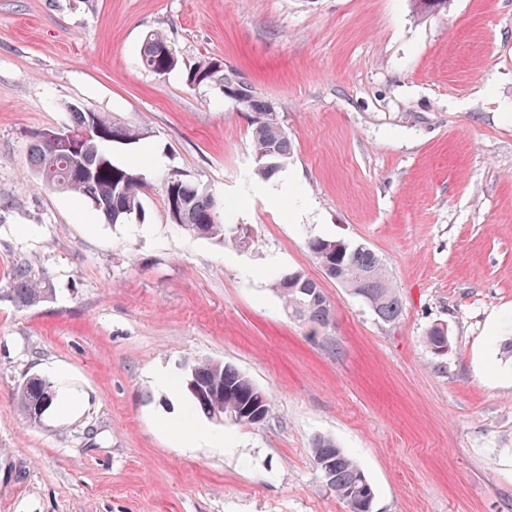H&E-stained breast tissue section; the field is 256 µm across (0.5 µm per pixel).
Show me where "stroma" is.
Returning <instances> with one entry per match:
<instances>
[{
	"mask_svg": "<svg viewBox=\"0 0 512 512\" xmlns=\"http://www.w3.org/2000/svg\"><path fill=\"white\" fill-rule=\"evenodd\" d=\"M155 32L178 56L163 75L139 62ZM207 57L279 112L280 198L261 191L248 114L219 83L187 85ZM73 105L148 129L106 147L115 165L163 159L126 223L38 184L31 136ZM173 172L254 245L172 224ZM317 237L380 258L399 321L325 275ZM21 262L53 288L27 308L7 296ZM288 270L334 309L316 337L272 290ZM511 338L512 0H0V512H349L319 436L360 464L373 512H512ZM199 358L271 398L259 424L209 422L220 450L175 446L191 398L155 377ZM50 375L82 406L31 424L16 389Z\"/></svg>",
	"mask_w": 512,
	"mask_h": 512,
	"instance_id": "obj_1",
	"label": "stroma"
}]
</instances>
